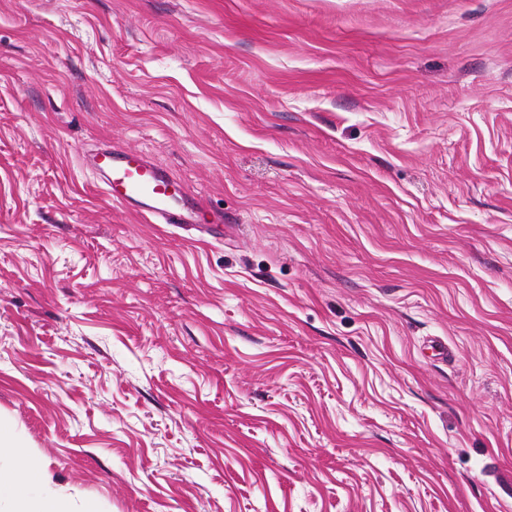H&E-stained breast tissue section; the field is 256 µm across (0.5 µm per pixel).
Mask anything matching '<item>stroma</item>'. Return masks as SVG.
I'll return each instance as SVG.
<instances>
[{
  "instance_id": "1",
  "label": "stroma",
  "mask_w": 512,
  "mask_h": 512,
  "mask_svg": "<svg viewBox=\"0 0 512 512\" xmlns=\"http://www.w3.org/2000/svg\"><path fill=\"white\" fill-rule=\"evenodd\" d=\"M0 424L69 512H512V0H0ZM91 165L112 204L133 206L151 224H199L201 202L145 156L99 148Z\"/></svg>"
}]
</instances>
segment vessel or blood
<instances>
[{
	"label": "vessel or blood",
	"instance_id": "obj_1",
	"mask_svg": "<svg viewBox=\"0 0 512 512\" xmlns=\"http://www.w3.org/2000/svg\"><path fill=\"white\" fill-rule=\"evenodd\" d=\"M91 165L113 204L135 207L153 224L199 223L200 201L145 156L107 146L95 152Z\"/></svg>",
	"mask_w": 512,
	"mask_h": 512
}]
</instances>
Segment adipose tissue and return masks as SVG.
I'll return each mask as SVG.
<instances>
[{
	"label": "adipose tissue",
	"mask_w": 512,
	"mask_h": 512,
	"mask_svg": "<svg viewBox=\"0 0 512 512\" xmlns=\"http://www.w3.org/2000/svg\"><path fill=\"white\" fill-rule=\"evenodd\" d=\"M17 458L15 469L0 470V500H8L11 512H66L63 502L54 496L32 500L31 489L40 481V467L35 460L22 457L12 431L0 426V454Z\"/></svg>",
	"instance_id": "ef3b65f1"
}]
</instances>
